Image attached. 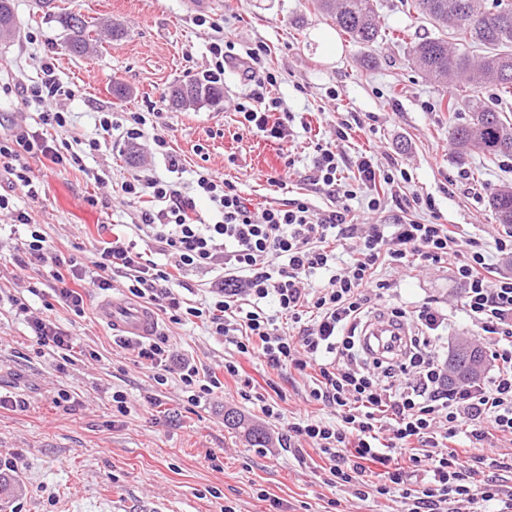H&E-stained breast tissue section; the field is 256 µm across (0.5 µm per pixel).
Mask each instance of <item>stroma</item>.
I'll list each match as a JSON object with an SVG mask.
<instances>
[{"label": "stroma", "mask_w": 512, "mask_h": 512, "mask_svg": "<svg viewBox=\"0 0 512 512\" xmlns=\"http://www.w3.org/2000/svg\"><path fill=\"white\" fill-rule=\"evenodd\" d=\"M376 3L387 38L369 66L361 48L339 35L312 0H55L124 29L120 39H104L97 52L83 57L65 51L61 30L36 0H14L19 30L0 39V115L36 128L44 104L22 99L16 89L37 82L42 61L51 59L73 91L65 103L73 123L58 138L98 137L99 151L85 162L106 179L100 185L32 157L39 200L17 193L14 208L28 212L59 252L86 260L94 245L111 239L113 226L132 223L134 213L116 187L136 167L127 163L119 136L98 133L97 114L156 112L154 131L166 138L170 153L147 162L183 191H192L194 171L205 168L235 182L255 208L303 193L317 209L330 210L334 200L313 183V158L315 144L333 141L346 176H353L360 154H371L383 166L405 169L410 189L432 194L442 222L457 225L463 237L490 242L511 234V225L494 220L488 199L495 189L512 186V156L489 162L475 153L466 164L456 161L448 114L440 107L454 89L430 81L408 61L410 46L433 35V28L406 0ZM218 25L237 51L259 42L271 49L270 65L278 74L273 94L294 113L298 144L283 189L261 179L283 167L278 144L245 131L235 110L249 89L239 64L224 68L220 108L176 109L167 99L170 86L202 77L211 67L209 46ZM116 83L128 88L126 98L113 95ZM353 115L359 126L336 141L337 124ZM26 237V227L0 228V288L13 289L35 313L52 304V318L76 347L72 360L63 361L36 344L14 307L0 304V393L25 401L21 408H0V456L14 462L15 490L6 512H222L227 505L235 512H269L274 499L284 512H393L391 501H362L351 488L324 484L315 450L299 457L280 448L281 425L241 397L239 380L225 379L223 395L197 404L188 401L177 376L157 385L153 369L116 345L111 328L98 318L104 292H95L77 314L56 305L47 267L15 266ZM381 275L393 289L378 303V313L430 298L448 311L449 341L477 338V327L461 310L463 288L450 270L405 276L386 267ZM163 331L200 369L216 372L224 360H241L254 384L274 381L286 415L304 409L307 381L295 371L276 373L259 358L240 359L234 346L199 323H169ZM63 391L70 400L56 406ZM116 391L132 403L130 415L113 410ZM228 411L237 412L241 426L225 425ZM255 425L267 433L265 447L248 439Z\"/></svg>", "instance_id": "stroma-1"}]
</instances>
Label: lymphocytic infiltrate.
I'll return each mask as SVG.
<instances>
[{"label":"lymphocytic infiltrate","instance_id":"1","mask_svg":"<svg viewBox=\"0 0 512 512\" xmlns=\"http://www.w3.org/2000/svg\"><path fill=\"white\" fill-rule=\"evenodd\" d=\"M210 52L212 78L223 76L229 60H241L250 89L236 110L248 131L276 142L284 165H292L295 146L288 125L294 117L267 94L278 81L267 65V46L256 44L240 58L234 43L220 37ZM41 72L40 83L21 88L26 97L50 106L39 115L41 130L18 125L0 136V171L12 175V191L33 200L39 193L31 169L22 164L25 157L37 155L83 173L85 155L101 146L99 139L88 138L76 151L44 136L43 127L69 126L61 103L71 92L60 84L51 61L42 62ZM315 152L316 179L335 199L334 209L319 211L298 197L256 211L236 184L212 172H197L192 192L184 193L146 168L119 186L120 195L137 206V220L131 232L94 249L97 276L87 277L77 258L61 257L36 228L23 253L28 261L49 266L58 303L75 313L83 312L91 292L110 289L121 277L134 300L154 306L170 322L201 321L238 353L257 354L271 369L308 376V402L332 409L331 417L309 411L288 417L262 393L249 389L241 396L257 402L267 419L286 421L280 447L307 446L328 461L327 484L359 487L364 500L380 495L398 504L400 512H487L491 503L496 512H512V487L452 449L462 437L472 444L512 437V277L489 275L492 254L512 255V238L460 244L448 225L418 221V214L436 213V201L404 192L410 181L405 171L362 155L355 162L358 175L349 182L331 145H316ZM360 196L376 222L351 220L349 202ZM389 196L404 203L400 214L387 218ZM149 244L163 262L147 258ZM384 261L402 272L451 264L464 286V313L496 343L491 375L449 383L448 360L441 354L448 316L429 301L411 310L391 308L392 318L414 323L417 334L391 362L367 359L359 329L392 288L377 274ZM188 269L215 275L202 303H190L178 292L177 275ZM11 303L26 316L37 345L70 358L74 341L50 316L30 315L20 297ZM123 345L154 369L156 384H166L170 372H177L194 403L223 392V375L239 373L232 361L220 375L200 371L178 358L163 333Z\"/></svg>","mask_w":512,"mask_h":512}]
</instances>
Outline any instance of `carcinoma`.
<instances>
[{"label":"carcinoma","instance_id":"obj_1","mask_svg":"<svg viewBox=\"0 0 512 512\" xmlns=\"http://www.w3.org/2000/svg\"><path fill=\"white\" fill-rule=\"evenodd\" d=\"M48 16L67 32L65 50L85 56L101 43L102 26L85 19L79 11L53 10V0H40ZM408 7L429 20L437 35L420 39L411 48L414 65L428 78L473 89L496 87L512 96V0H409ZM316 9L336 29L363 50L366 65L374 63L372 48L385 37L375 0H315ZM17 22L11 0H0V37L16 34ZM224 100V85L206 79L175 85L172 105L185 106ZM448 121L461 112L470 113L467 122L451 127L456 157L464 161L477 149L493 156L512 155V122L495 108L469 97L451 96L446 102ZM490 208L500 224H512V187L490 195Z\"/></svg>","mask_w":512,"mask_h":512}]
</instances>
